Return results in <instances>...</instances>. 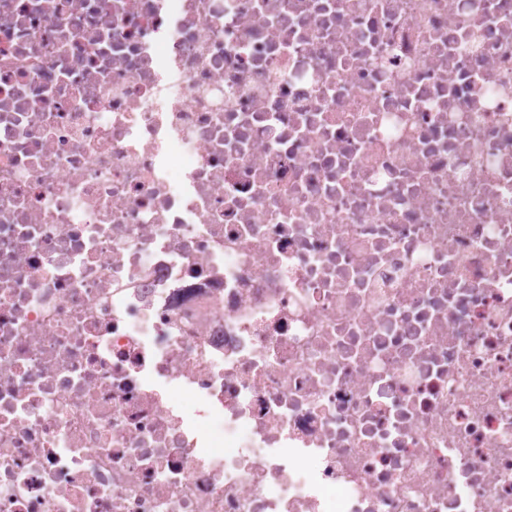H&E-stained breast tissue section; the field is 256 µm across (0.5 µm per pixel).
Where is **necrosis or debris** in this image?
Returning a JSON list of instances; mask_svg holds the SVG:
<instances>
[{"instance_id": "necrosis-or-debris-1", "label": "necrosis or debris", "mask_w": 512, "mask_h": 512, "mask_svg": "<svg viewBox=\"0 0 512 512\" xmlns=\"http://www.w3.org/2000/svg\"><path fill=\"white\" fill-rule=\"evenodd\" d=\"M0 512H512V0H0Z\"/></svg>"}]
</instances>
